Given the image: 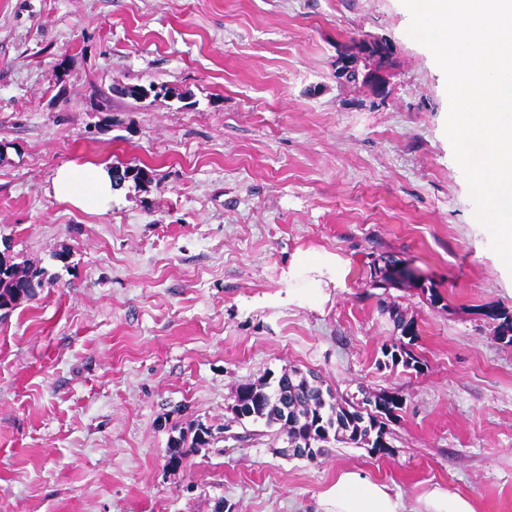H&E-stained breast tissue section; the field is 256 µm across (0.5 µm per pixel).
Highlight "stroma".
I'll return each mask as SVG.
<instances>
[{"instance_id":"1","label":"stroma","mask_w":512,"mask_h":512,"mask_svg":"<svg viewBox=\"0 0 512 512\" xmlns=\"http://www.w3.org/2000/svg\"><path fill=\"white\" fill-rule=\"evenodd\" d=\"M410 21L401 0H0V252L45 280L0 311V512H317L343 470L405 512L436 486L512 512V343L486 315L512 314V275ZM363 39L390 48L384 95L336 73ZM65 163L153 177L88 212L52 194ZM323 252L339 285L291 287ZM388 255L419 280L374 287ZM390 305L419 369L384 361ZM290 368L398 393L387 451L290 458L234 419L240 384ZM193 422L215 444L169 464Z\"/></svg>"}]
</instances>
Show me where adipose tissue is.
Masks as SVG:
<instances>
[{"mask_svg": "<svg viewBox=\"0 0 512 512\" xmlns=\"http://www.w3.org/2000/svg\"><path fill=\"white\" fill-rule=\"evenodd\" d=\"M118 191L111 169L103 164L62 166L52 182L55 199L80 210L109 211ZM319 512H403V504L387 484L344 471L321 494Z\"/></svg>", "mask_w": 512, "mask_h": 512, "instance_id": "1", "label": "adipose tissue"}]
</instances>
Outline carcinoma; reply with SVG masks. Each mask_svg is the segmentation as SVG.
Segmentation results:
<instances>
[{"instance_id":"1","label":"carcinoma","mask_w":512,"mask_h":512,"mask_svg":"<svg viewBox=\"0 0 512 512\" xmlns=\"http://www.w3.org/2000/svg\"><path fill=\"white\" fill-rule=\"evenodd\" d=\"M43 287V271L21 267L0 254V310H12L32 300ZM390 315L400 330V338L385 346L383 355L394 364L414 367L418 363L411 349L417 338L414 325L394 309ZM488 316L498 321L499 338L512 343V315L493 310ZM402 404V398L394 392L378 395L373 401L367 399L362 406L340 401L293 369L278 377L240 384L231 410L238 418L277 428V434L288 443L310 439L319 454L333 442L382 452L387 448L383 443L387 422L396 417ZM211 438L209 428L192 423L188 431L181 430L178 436L170 437L167 447L175 449V459L180 461L186 449L209 445Z\"/></svg>"}]
</instances>
